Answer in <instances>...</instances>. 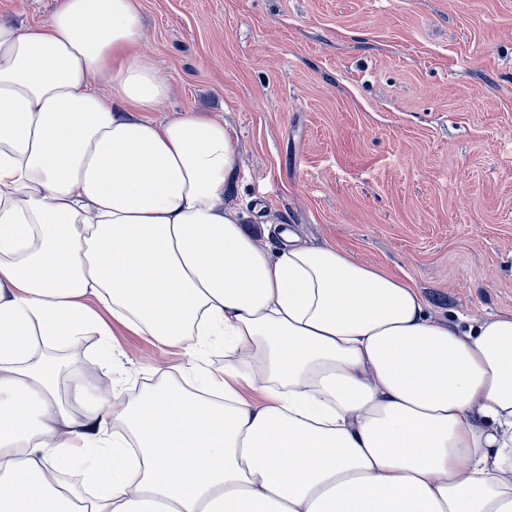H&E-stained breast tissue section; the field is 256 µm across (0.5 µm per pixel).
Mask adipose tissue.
<instances>
[{"instance_id": "1", "label": "adipose tissue", "mask_w": 512, "mask_h": 512, "mask_svg": "<svg viewBox=\"0 0 512 512\" xmlns=\"http://www.w3.org/2000/svg\"><path fill=\"white\" fill-rule=\"evenodd\" d=\"M144 37L139 0L0 17V512H512V314L263 246L227 126L151 119ZM114 322L183 364L129 395L60 360Z\"/></svg>"}]
</instances>
